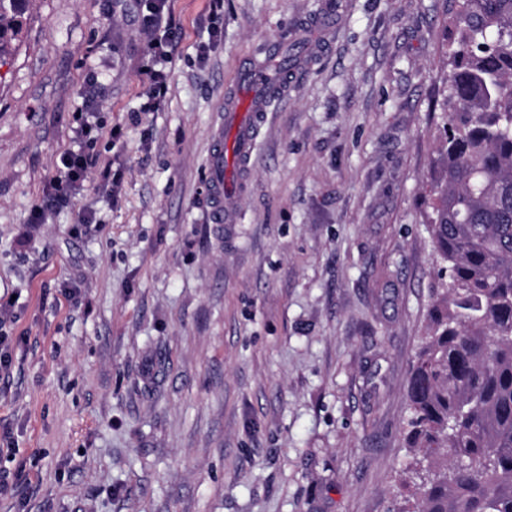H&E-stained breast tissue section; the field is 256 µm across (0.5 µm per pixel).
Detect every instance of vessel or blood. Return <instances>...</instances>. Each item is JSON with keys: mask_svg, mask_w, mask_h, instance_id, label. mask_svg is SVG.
I'll return each mask as SVG.
<instances>
[{"mask_svg": "<svg viewBox=\"0 0 512 512\" xmlns=\"http://www.w3.org/2000/svg\"><path fill=\"white\" fill-rule=\"evenodd\" d=\"M240 77L250 94L232 91L224 98V127L214 134L210 157L211 214L214 223L224 221V197L229 186L224 179L225 163L247 166L257 145V130L269 110L268 95L282 86V75L269 65L244 64Z\"/></svg>", "mask_w": 512, "mask_h": 512, "instance_id": "obj_1", "label": "vessel or blood"}]
</instances>
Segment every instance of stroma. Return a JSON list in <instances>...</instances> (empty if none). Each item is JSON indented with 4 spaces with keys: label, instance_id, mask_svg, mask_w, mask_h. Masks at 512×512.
<instances>
[{
    "label": "stroma",
    "instance_id": "obj_1",
    "mask_svg": "<svg viewBox=\"0 0 512 512\" xmlns=\"http://www.w3.org/2000/svg\"><path fill=\"white\" fill-rule=\"evenodd\" d=\"M451 8L174 0L155 106L145 0H35L0 65V512H393ZM278 37L288 93L212 223L220 101ZM84 117L88 179L53 198Z\"/></svg>",
    "mask_w": 512,
    "mask_h": 512
}]
</instances>
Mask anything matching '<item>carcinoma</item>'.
<instances>
[{
    "label": "carcinoma",
    "mask_w": 512,
    "mask_h": 512,
    "mask_svg": "<svg viewBox=\"0 0 512 512\" xmlns=\"http://www.w3.org/2000/svg\"><path fill=\"white\" fill-rule=\"evenodd\" d=\"M33 0H0V60ZM429 232L440 262L407 383L413 499L398 512H512V0L448 18Z\"/></svg>",
    "instance_id": "obj_1"
}]
</instances>
